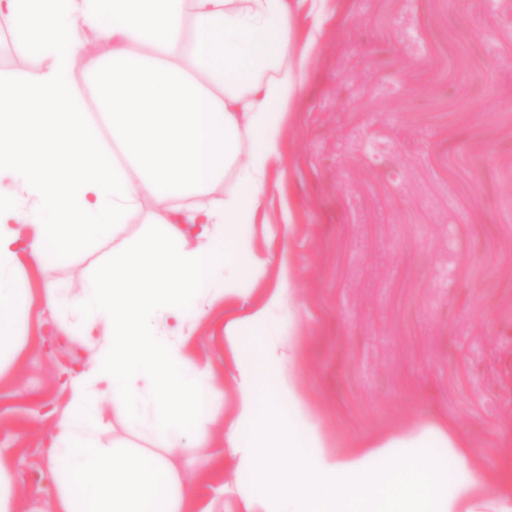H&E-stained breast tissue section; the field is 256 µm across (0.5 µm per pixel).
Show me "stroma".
I'll list each match as a JSON object with an SVG mask.
<instances>
[{"mask_svg": "<svg viewBox=\"0 0 512 512\" xmlns=\"http://www.w3.org/2000/svg\"><path fill=\"white\" fill-rule=\"evenodd\" d=\"M298 87L271 132L288 142L276 223L294 227L301 306L274 320L296 342L299 386L328 439L387 438L453 424L486 469L512 341V25L499 0H329L306 46ZM47 56L0 38V79L24 84ZM144 200L116 238L64 258L24 253L16 267V354L0 360V461L14 512H54L45 440L66 409L67 381L91 349L73 342L45 289L76 294L112 252L153 230ZM224 304L196 324L186 374L211 365L215 413L177 465L194 512L225 486L262 493V475L206 463L224 452L236 391L224 365Z\"/></svg>", "mask_w": 512, "mask_h": 512, "instance_id": "stroma-1", "label": "stroma"}]
</instances>
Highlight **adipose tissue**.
Returning a JSON list of instances; mask_svg holds the SVG:
<instances>
[{
    "label": "adipose tissue",
    "instance_id": "obj_1",
    "mask_svg": "<svg viewBox=\"0 0 512 512\" xmlns=\"http://www.w3.org/2000/svg\"><path fill=\"white\" fill-rule=\"evenodd\" d=\"M305 0H0L20 28L17 52L47 50L29 84L0 82V180L35 198L46 223L0 195V353L11 351L20 253L64 257L118 234L155 199L158 232L113 255L79 293L46 292L65 308L77 342L99 359L69 382L70 402L49 441L54 512H191L174 464L214 411L208 368L183 373L193 325L224 300V356L236 387L224 446L237 468L259 472L258 495L239 485L224 512H512V470L487 474L451 427L351 447L331 443L298 387V347L267 327L284 308L294 256L289 224L270 206L283 160L268 131L306 59L296 52ZM110 43L80 59L78 23ZM82 64L96 93L91 119L71 73ZM223 196H214L216 186ZM262 225L258 252L242 223ZM277 268L279 281L243 306L238 283ZM265 329L247 347L246 336ZM147 447H103V401ZM461 472L449 482V470Z\"/></svg>",
    "mask_w": 512,
    "mask_h": 512
}]
</instances>
